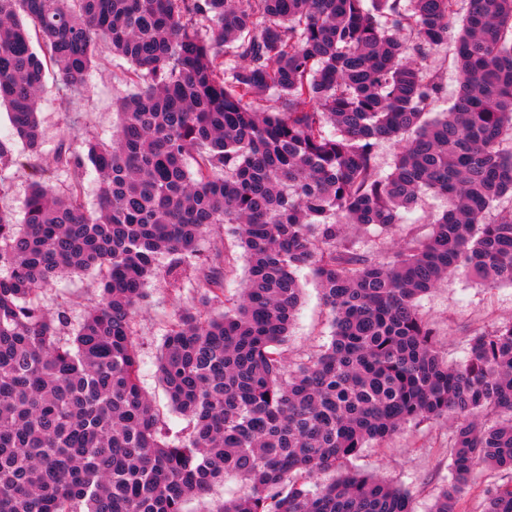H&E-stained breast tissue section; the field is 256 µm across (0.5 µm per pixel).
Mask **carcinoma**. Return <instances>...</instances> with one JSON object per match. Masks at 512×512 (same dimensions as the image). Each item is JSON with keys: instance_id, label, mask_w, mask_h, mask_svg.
I'll use <instances>...</instances> for the list:
<instances>
[{"instance_id": "1", "label": "carcinoma", "mask_w": 512, "mask_h": 512, "mask_svg": "<svg viewBox=\"0 0 512 512\" xmlns=\"http://www.w3.org/2000/svg\"><path fill=\"white\" fill-rule=\"evenodd\" d=\"M30 22L42 41L32 47ZM132 64L112 142L61 152L62 191L35 162L45 66L79 95L98 41ZM455 45L459 95L426 53ZM237 66L225 68L226 58ZM280 106L261 110L267 92ZM0 104L29 170L21 224L0 212V512H186L229 475L250 485L215 512H411L408 492L346 469L410 422L448 421L458 504L480 467L512 475V322L448 364L417 300L463 271L512 286V0H0ZM21 141L27 156L16 154ZM397 147L382 178L376 149ZM98 210L82 198L87 166ZM446 207L380 262L351 226L401 223L423 193ZM232 230L166 330L158 374L178 440L142 391L134 319L147 282L175 288L206 233ZM307 268L330 343L288 369ZM94 272L102 302L70 341L39 289ZM483 512H512V478Z\"/></svg>"}]
</instances>
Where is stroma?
I'll return each mask as SVG.
<instances>
[{
    "label": "stroma",
    "mask_w": 512,
    "mask_h": 512,
    "mask_svg": "<svg viewBox=\"0 0 512 512\" xmlns=\"http://www.w3.org/2000/svg\"><path fill=\"white\" fill-rule=\"evenodd\" d=\"M424 66L442 72L446 92L436 101L433 112L447 111L459 89L458 70L453 45L432 50ZM131 65L113 53L107 44H99L95 58L85 76L83 94L67 103L58 90L53 74H46L45 85L38 100L41 128V148L37 158L45 169L51 185L63 188L70 181L66 168L57 166L59 151H79L85 139L111 142L115 131L116 101L131 92L125 75ZM0 179L8 189L0 194V211L15 222H22L25 200L29 192L27 170L11 167L0 170ZM441 199L422 194L416 208L405 213L400 224L388 229L370 228L353 232L358 248L378 261H386L394 246L421 237L443 210ZM223 244L232 254L235 274L226 285L227 295H235L244 277L241 248L235 246L228 231L205 236L198 245V254L191 259L192 268L204 264L216 244ZM303 297L291 325L287 355L290 365H298L315 357L329 344L332 334V314L309 270L299 274ZM147 296L136 315V344L140 359V385L163 415L170 438L185 435L188 422L171 411L166 393L157 374V359L169 322L178 309L196 304L193 279H185L181 288H173L166 276H158L146 286ZM101 291L94 275L64 277L42 288L33 301L41 308L65 311L67 325L62 339H70L85 316L100 301ZM420 314L426 319L449 362H462L468 343L476 332L512 321V286L487 287L456 272L422 296L418 302ZM353 469L373 475L406 489L412 498L413 512H430L435 497L452 476V459L448 448V425L442 420H427L406 424L382 446H370L351 461Z\"/></svg>",
    "instance_id": "obj_1"
}]
</instances>
